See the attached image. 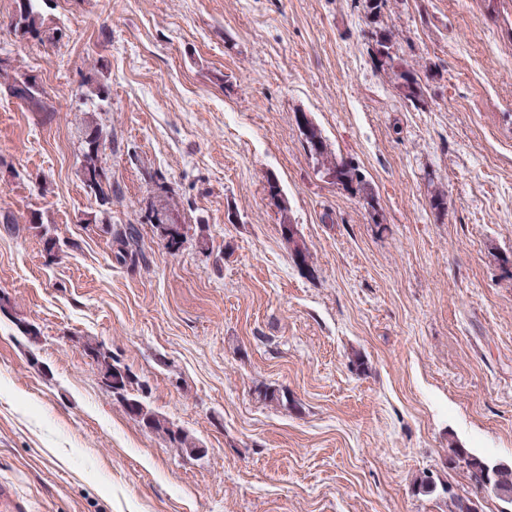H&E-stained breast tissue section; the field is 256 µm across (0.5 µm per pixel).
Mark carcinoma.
<instances>
[{
	"label": "carcinoma",
	"instance_id": "carcinoma-1",
	"mask_svg": "<svg viewBox=\"0 0 512 512\" xmlns=\"http://www.w3.org/2000/svg\"><path fill=\"white\" fill-rule=\"evenodd\" d=\"M15 31L23 39L37 38L45 34L41 0H15ZM390 0H362L365 24L373 28L374 45L372 62L374 68L393 79L405 99L420 108L425 105V91L421 76H430L431 64L424 62L415 66L395 51L396 33L391 28L382 26V17L389 10ZM7 93L24 102L31 112H47L49 107L43 98V91L37 82L25 74H20L6 84ZM106 87L95 81L87 83L85 93L81 94L83 104L95 105V101L106 98ZM295 122L300 134V142L305 152L315 161L317 166L333 178V182L343 190L355 193L366 189L365 174L359 165L343 157H337L329 150L321 129L304 112L295 114ZM108 134L94 116L85 121L82 145L81 181L94 193L102 206L101 230L110 236L118 262L136 266L145 259L140 245L139 229L134 224L112 225L108 221L109 205L115 188L112 176L103 165L102 154L106 149ZM267 196L272 205L281 213L280 230L284 241L288 244L293 263L308 273L313 271L311 254L302 238H293L290 229L294 227L288 215V199L282 192L274 177L267 178ZM147 221L153 225L157 236L163 242L167 252L175 256L182 250L186 242V234L181 232V225L164 223L155 210L146 215ZM31 228L42 232L45 251L49 260L58 256L60 241L58 238L42 231V217L31 216ZM109 374L112 376V397L123 408L128 402L140 404V416L135 418L142 428L159 437L164 443L182 448L186 452L201 446V441L188 430L177 425L167 417L153 410L147 398L151 388L147 381L141 380L132 369L116 356H110ZM260 398L278 406H288V391L270 385L257 388ZM464 464L467 479L476 497L456 493L448 483L437 484L432 473L423 471L415 478L418 493L425 495L441 494L446 499L448 512H483L477 508L480 502L477 494L489 493L497 498L502 506L499 512H512V462H495L485 457L470 454L467 449L448 444V464Z\"/></svg>",
	"mask_w": 512,
	"mask_h": 512
}]
</instances>
